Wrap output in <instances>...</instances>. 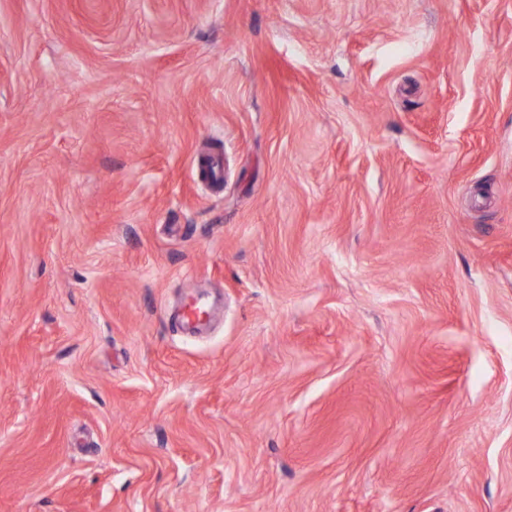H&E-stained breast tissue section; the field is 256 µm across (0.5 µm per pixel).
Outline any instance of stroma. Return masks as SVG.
<instances>
[{"label":"stroma","mask_w":512,"mask_h":512,"mask_svg":"<svg viewBox=\"0 0 512 512\" xmlns=\"http://www.w3.org/2000/svg\"><path fill=\"white\" fill-rule=\"evenodd\" d=\"M0 512H512V0H0Z\"/></svg>","instance_id":"obj_1"}]
</instances>
